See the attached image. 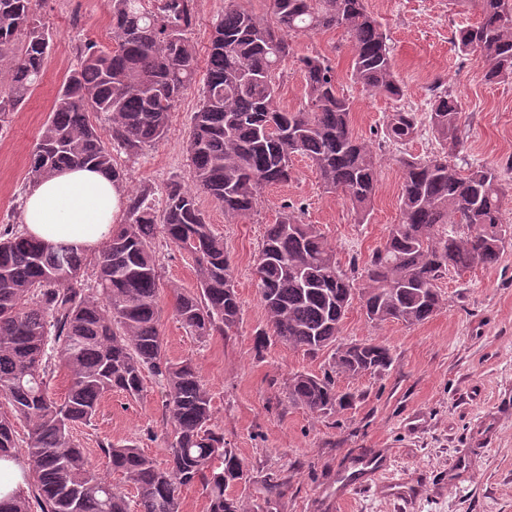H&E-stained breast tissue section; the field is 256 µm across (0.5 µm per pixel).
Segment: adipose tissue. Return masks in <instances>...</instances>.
<instances>
[{
	"instance_id": "obj_1",
	"label": "adipose tissue",
	"mask_w": 512,
	"mask_h": 512,
	"mask_svg": "<svg viewBox=\"0 0 512 512\" xmlns=\"http://www.w3.org/2000/svg\"><path fill=\"white\" fill-rule=\"evenodd\" d=\"M121 200V190L97 170L69 167L30 190L22 222L26 234L42 243L90 252L109 237Z\"/></svg>"
}]
</instances>
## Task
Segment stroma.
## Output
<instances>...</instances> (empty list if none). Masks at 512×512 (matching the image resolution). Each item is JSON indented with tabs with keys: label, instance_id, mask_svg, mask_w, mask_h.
<instances>
[{
	"label": "stroma",
	"instance_id": "1",
	"mask_svg": "<svg viewBox=\"0 0 512 512\" xmlns=\"http://www.w3.org/2000/svg\"><path fill=\"white\" fill-rule=\"evenodd\" d=\"M366 6L387 33L404 88L401 101L369 94L352 81L350 45L339 29L292 38L279 99L295 107L305 98L299 57L329 58L337 84L354 103L356 135L381 160L370 215L359 220L346 199L326 192L312 162L301 155L292 159V180L267 187L248 216L225 217L221 206L199 195L200 209L230 253L241 320L226 335L204 342L187 334L174 316V292L196 291L194 261L156 235L165 354L197 365L211 398L212 427L245 466L244 479L226 493L246 507L262 503L265 483L275 477L286 484L275 512H512V240L494 264L448 271L438 282L443 305L424 323L375 324L361 301L353 300L340 341L384 344L392 364L380 375L336 376L337 391L354 396L346 410L318 415L288 399L292 374L323 375L332 348L312 354L274 338L256 346L267 317L254 270L268 225L283 211L295 212L320 230L342 270L364 266L400 219V158L441 149L426 123L406 144L384 137L396 107L427 114L434 78H442L461 105L458 167L498 169L506 189L503 222L512 230V78L487 82L479 57L462 54L451 40L452 31L476 23L478 13L459 0H366ZM33 8L52 44L37 88L0 126V229L21 227V204L30 191L27 167L39 131L65 76L111 14L109 0H34ZM223 11L224 0H195L190 39L199 66L207 64ZM199 105L195 83L177 102L159 143L136 157L115 153L130 187L190 183L185 146ZM165 432L163 387L150 374L139 397L112 393L91 422L72 430L100 475L115 484L121 476L107 467L100 443L134 441L163 466Z\"/></svg>",
	"mask_w": 512,
	"mask_h": 512
}]
</instances>
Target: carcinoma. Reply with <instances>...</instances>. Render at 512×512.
<instances>
[{
	"label": "carcinoma",
	"instance_id": "cac0c4a2",
	"mask_svg": "<svg viewBox=\"0 0 512 512\" xmlns=\"http://www.w3.org/2000/svg\"><path fill=\"white\" fill-rule=\"evenodd\" d=\"M264 20L228 0L212 33L202 99L186 144L195 189L175 179L161 192L133 191L116 168L112 150L138 156L165 135L176 100L195 80L196 51L188 37L194 0H111L112 48L87 45L65 79L28 163V182L72 166L97 169L127 192L126 222L115 225L88 260L81 250L49 248L25 232L0 231V460L23 463L27 489L0 494V512H180L181 488L198 482L207 512H247L225 494L243 479L241 460L211 429V399L195 363L165 357L159 329V270L153 239L191 253L198 291L176 292L174 314L190 335H223L240 320L231 261L197 202L210 196L232 218L247 216L265 188L292 179V157L301 154L318 170L322 186L345 196L361 217L369 215L378 182V161L353 133V104L336 85L328 59H300L306 102L280 104V80L299 32L341 29L351 46V77L366 91L398 100L402 83L381 23L364 0H268ZM475 26L454 35L458 50L478 52L485 79L512 75V0H472ZM51 33L36 18L32 0H0V123L23 105L43 73ZM429 124L441 152L404 157L399 222L364 267L340 269L334 251L312 224L283 212L269 225L259 250L255 286L274 336L315 353L336 343L362 280L361 298L373 323H422L441 306L437 281L448 269L465 270L499 259L505 230V191L486 165L463 174L452 163L460 146L462 112L445 83L430 85ZM107 115L112 146L89 120ZM420 118L398 108L385 124L386 139L404 143L418 133ZM99 295L90 292L88 270ZM389 349L376 342L335 352L322 376L295 373L288 399L312 414L349 405L336 392L334 375L358 376L389 369ZM68 371L62 402L48 394L50 376ZM153 372L165 388L170 425V463L161 468L134 441L103 447L111 469L136 489H124L94 469L71 429L89 422L114 390L130 397L143 391ZM28 426L26 447L15 442L14 422Z\"/></svg>",
	"mask_w": 512,
	"mask_h": 512
}]
</instances>
